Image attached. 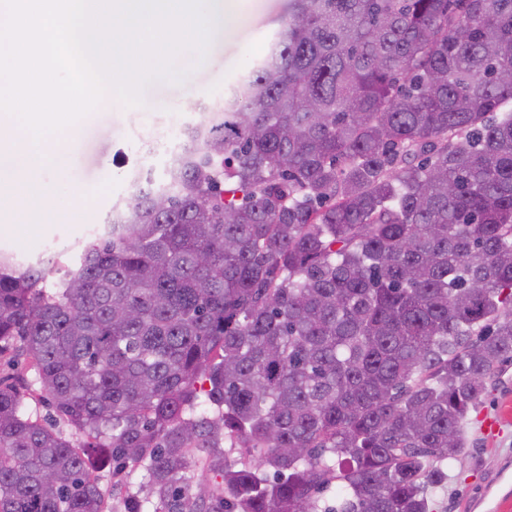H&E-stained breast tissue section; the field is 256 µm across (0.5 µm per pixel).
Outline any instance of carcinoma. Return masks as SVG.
I'll list each match as a JSON object with an SVG mask.
<instances>
[{"mask_svg": "<svg viewBox=\"0 0 512 512\" xmlns=\"http://www.w3.org/2000/svg\"><path fill=\"white\" fill-rule=\"evenodd\" d=\"M291 9L53 290L0 253V343L84 435L0 383V512H106L97 453L125 512H433L512 360V0ZM203 453L193 449L189 454V465L187 468V475L190 478V486L192 493L198 491L199 484L211 487L214 483L212 475H209L202 465ZM95 465L98 469L100 484L107 491L109 497L108 512H124V502L128 494L139 493L140 496H144L145 490L142 486L145 472L141 467H127L118 489L113 490L112 493V483L114 484L116 481V479H112V466L107 464L104 457L99 458Z\"/></svg>", "mask_w": 512, "mask_h": 512, "instance_id": "cac0c4a2", "label": "carcinoma"}]
</instances>
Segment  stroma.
Instances as JSON below:
<instances>
[{
  "label": "stroma",
  "instance_id": "obj_1",
  "mask_svg": "<svg viewBox=\"0 0 512 512\" xmlns=\"http://www.w3.org/2000/svg\"><path fill=\"white\" fill-rule=\"evenodd\" d=\"M241 24L211 43L205 57L186 51L182 63L190 69V84L158 80L148 85L139 107L124 106L111 96L88 114L79 138L62 164L46 171L56 188L61 207L76 205L87 213L80 222L47 224L37 232L15 225L0 234V250L15 254L27 265L61 255L72 263L78 250L94 240V227L103 224L112 206L125 199L135 171L151 173L154 181L166 178L168 162L179 151L185 125L202 120L199 103H218L228 86L247 74L264 42L288 21V0H239ZM0 382L16 385L32 418L60 432L72 443L82 435L61 419L36 384L29 357L17 349L0 353ZM499 429L491 433L487 420ZM468 452L455 465L454 480L435 496V512H489L482 499L489 488L512 483V362H505L489 383L485 395L466 421ZM100 484L109 490L108 512H124L127 495L143 490L144 471L127 467L121 482L112 479L105 459L96 462Z\"/></svg>",
  "mask_w": 512,
  "mask_h": 512
}]
</instances>
